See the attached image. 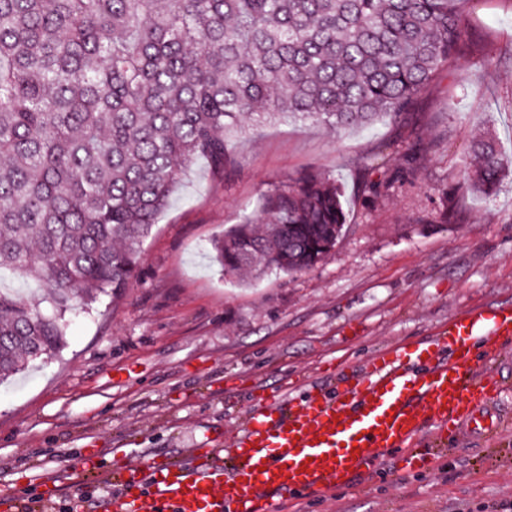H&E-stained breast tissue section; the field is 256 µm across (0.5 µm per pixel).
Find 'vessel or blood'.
Instances as JSON below:
<instances>
[{
    "instance_id": "obj_1",
    "label": "vessel or blood",
    "mask_w": 512,
    "mask_h": 512,
    "mask_svg": "<svg viewBox=\"0 0 512 512\" xmlns=\"http://www.w3.org/2000/svg\"><path fill=\"white\" fill-rule=\"evenodd\" d=\"M512 336V307L487 306L449 319L435 336L394 344L361 369H339L335 394L259 399L222 448H201L191 464L116 471L118 494L99 512H274L288 494L316 496L353 488L389 451L410 470L429 467L434 449L420 438L466 428L492 437L502 384L477 366Z\"/></svg>"
}]
</instances>
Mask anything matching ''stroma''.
I'll use <instances>...</instances> for the list:
<instances>
[{
    "mask_svg": "<svg viewBox=\"0 0 512 512\" xmlns=\"http://www.w3.org/2000/svg\"><path fill=\"white\" fill-rule=\"evenodd\" d=\"M469 47L394 120L334 132L288 119L244 124L234 166L198 158L138 248L140 275L120 294L68 313L64 348L0 384V498L58 478L57 498L103 470L216 448L257 396H304L339 365L357 368L395 343L433 336L456 315L512 305V181L467 192L474 141L512 152V0H459ZM420 154L377 196L366 184ZM314 170L345 188L347 231L316 267L229 282L211 243L252 215L261 194ZM452 206L453 220L443 218ZM443 452L404 472L385 455L355 491L294 494L279 512H501L512 488V425L490 441L426 433Z\"/></svg>",
    "mask_w": 512,
    "mask_h": 512,
    "instance_id": "1",
    "label": "stroma"
}]
</instances>
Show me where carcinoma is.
<instances>
[{
    "label": "carcinoma",
    "mask_w": 512,
    "mask_h": 512,
    "mask_svg": "<svg viewBox=\"0 0 512 512\" xmlns=\"http://www.w3.org/2000/svg\"><path fill=\"white\" fill-rule=\"evenodd\" d=\"M455 0H0V380L63 345L66 314L140 274L137 247L200 156L234 163L229 129L282 115L331 130L406 112L466 49ZM465 189L512 170L474 142ZM344 187L272 186L214 240L233 280L307 270L346 232Z\"/></svg>",
    "instance_id": "cac0c4a2"
}]
</instances>
